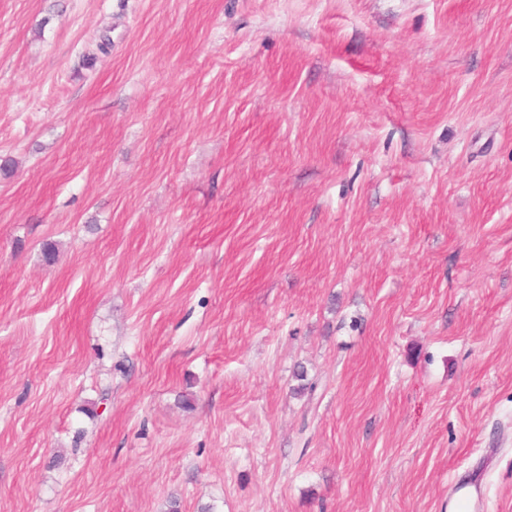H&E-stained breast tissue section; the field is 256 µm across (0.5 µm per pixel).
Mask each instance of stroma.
Instances as JSON below:
<instances>
[{"label": "stroma", "mask_w": 512, "mask_h": 512, "mask_svg": "<svg viewBox=\"0 0 512 512\" xmlns=\"http://www.w3.org/2000/svg\"><path fill=\"white\" fill-rule=\"evenodd\" d=\"M4 164L0 512H512V0H0Z\"/></svg>", "instance_id": "35a3bbf8"}]
</instances>
